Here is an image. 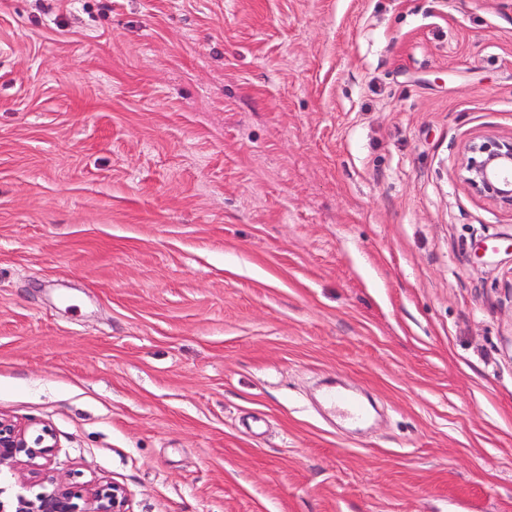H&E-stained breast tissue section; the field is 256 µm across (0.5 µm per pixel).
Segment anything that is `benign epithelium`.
Listing matches in <instances>:
<instances>
[{
	"label": "benign epithelium",
	"mask_w": 512,
	"mask_h": 512,
	"mask_svg": "<svg viewBox=\"0 0 512 512\" xmlns=\"http://www.w3.org/2000/svg\"><path fill=\"white\" fill-rule=\"evenodd\" d=\"M460 178L476 195L512 209V137L485 136L465 147ZM55 448L52 431L30 430L0 417V472L27 463L50 461ZM43 491L26 494L0 485V512H127L124 489L114 483L92 488L58 482L43 474Z\"/></svg>",
	"instance_id": "benign-epithelium-1"
}]
</instances>
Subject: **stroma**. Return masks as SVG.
Masks as SVG:
<instances>
[{"label": "stroma", "mask_w": 512, "mask_h": 512, "mask_svg": "<svg viewBox=\"0 0 512 512\" xmlns=\"http://www.w3.org/2000/svg\"><path fill=\"white\" fill-rule=\"evenodd\" d=\"M482 136L512 0H0V416L128 512H512Z\"/></svg>", "instance_id": "obj_1"}]
</instances>
